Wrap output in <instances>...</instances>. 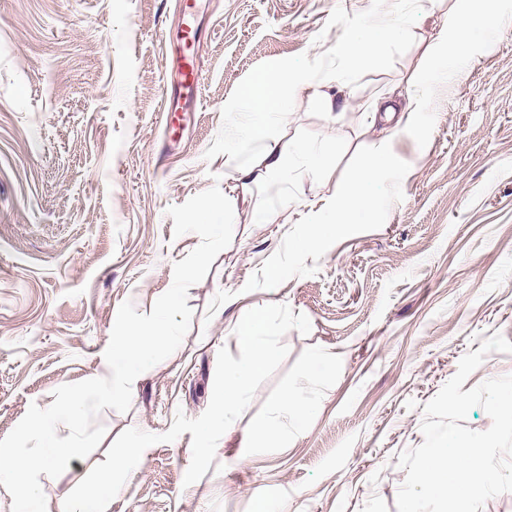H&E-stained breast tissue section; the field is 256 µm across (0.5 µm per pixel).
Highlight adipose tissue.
Segmentation results:
<instances>
[{"instance_id":"ef3b65f1","label":"adipose tissue","mask_w":512,"mask_h":512,"mask_svg":"<svg viewBox=\"0 0 512 512\" xmlns=\"http://www.w3.org/2000/svg\"><path fill=\"white\" fill-rule=\"evenodd\" d=\"M510 14L512 0H475L473 6L449 14L445 33L448 48L430 51V64L415 77L407 101L386 98L373 107L384 122L390 123L391 135L417 131L421 119L430 110L431 99L439 83L447 76H460L462 63L490 52V44L473 41V33L502 23ZM410 23V18L406 17L393 24L371 22L346 29L336 48L337 55L346 66L337 71L334 78L336 87L330 91L304 68L275 64L258 71L240 96V103L246 109L245 117L224 135V142L228 145L247 140L265 146L258 166L242 169L241 179L252 182L278 179L287 170L288 157L293 153L304 158L308 165L323 163V155L312 145L288 146L272 141L271 124L286 121L289 98L309 90L320 99L326 111L342 110L343 92L348 89L353 72L378 66L386 46L400 42ZM397 165L398 159L390 144H383L379 153L367 158L360 169L341 183L335 197L315 201L314 209L327 214L328 220L314 222L309 236L299 242V250L308 251L318 241L335 234L336 230L352 226L359 217L370 212L380 195L383 172L395 169ZM315 410V403L305 398L301 391L287 392L270 414L251 429L244 441L245 449L238 457L239 463H247L251 451L270 442L287 443V422L302 421Z\"/></svg>"}]
</instances>
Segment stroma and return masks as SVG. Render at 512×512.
I'll list each match as a JSON object with an SVG mask.
<instances>
[{
    "label": "stroma",
    "instance_id": "stroma-1",
    "mask_svg": "<svg viewBox=\"0 0 512 512\" xmlns=\"http://www.w3.org/2000/svg\"><path fill=\"white\" fill-rule=\"evenodd\" d=\"M198 85L171 79L182 0H0V439L30 405L98 375L112 314L140 313L173 282L197 234L173 235L169 206L219 186L234 210L231 244L188 290L180 347L132 386L127 412L104 409L89 472L124 430L160 434L177 412L199 417L217 355L250 309L289 305L309 334L287 332L289 355L217 444L202 479L184 486L191 433L153 446L111 512H397L401 451L424 441L423 409L466 352L512 341V24L480 32L491 53L441 84L419 135L396 139L399 168L363 223L298 252L313 201L336 195L371 153L367 105L405 94L455 0H194ZM412 15L380 66L360 71L342 114L302 93L275 137L322 142L327 165L292 161L281 184L242 185L260 144L224 146L241 115L228 106L260 69L291 62L330 79L344 28ZM288 202L287 223L257 224ZM282 277L267 284L264 268ZM341 352L325 376L317 350ZM317 410L289 427L287 447L238 456L285 391Z\"/></svg>",
    "mask_w": 512,
    "mask_h": 512
}]
</instances>
